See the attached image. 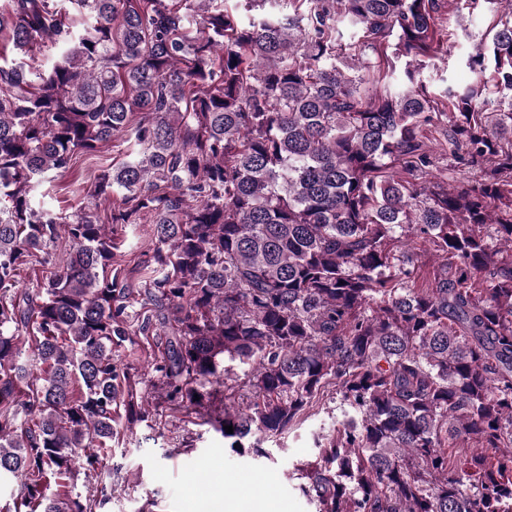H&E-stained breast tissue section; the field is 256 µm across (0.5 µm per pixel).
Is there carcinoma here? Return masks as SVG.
I'll list each match as a JSON object with an SVG mask.
<instances>
[{
	"label": "carcinoma",
	"instance_id": "cac0c4a2",
	"mask_svg": "<svg viewBox=\"0 0 512 512\" xmlns=\"http://www.w3.org/2000/svg\"><path fill=\"white\" fill-rule=\"evenodd\" d=\"M66 2L70 23L58 0H0L20 55L0 65V512L108 503L75 478H101L120 424L153 421L112 354L141 340L163 348L148 383L240 455L270 458L336 395L343 419L299 469L315 512H512V16L436 98L439 0ZM373 54L382 93L362 90ZM438 124L463 185L434 173ZM119 140L132 158L88 189L122 194L110 214L36 201ZM145 220L158 247L131 312L115 264ZM410 235L437 256L425 288ZM62 239V265L19 287ZM460 439L476 451L453 464Z\"/></svg>",
	"mask_w": 512,
	"mask_h": 512
}]
</instances>
